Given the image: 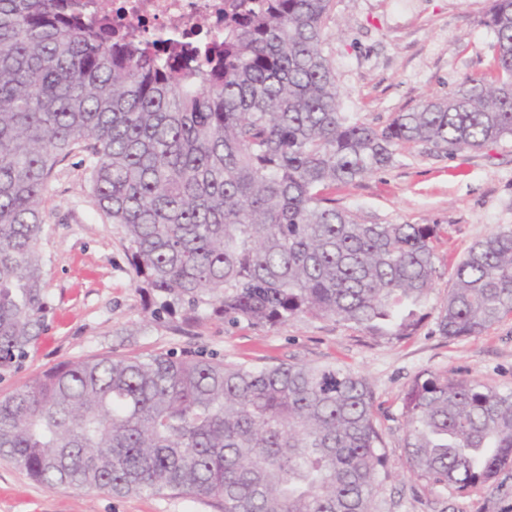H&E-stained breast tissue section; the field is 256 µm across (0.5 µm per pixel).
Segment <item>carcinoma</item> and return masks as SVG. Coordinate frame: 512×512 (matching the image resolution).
Here are the masks:
<instances>
[{"label":"carcinoma","instance_id":"carcinoma-1","mask_svg":"<svg viewBox=\"0 0 512 512\" xmlns=\"http://www.w3.org/2000/svg\"><path fill=\"white\" fill-rule=\"evenodd\" d=\"M333 0H224V26L183 64L176 38L112 29L98 0H0V372L51 310L43 204L83 147L99 210L136 279L230 325L331 318L376 336L418 327L441 224H364L325 188L422 145L453 154L512 136V0H491L488 73L382 128L342 112L325 53ZM448 337L512 316V228L456 265ZM406 461L465 492L512 467V391L437 373L403 398ZM383 439L361 376L174 353L67 362L0 399V456L50 487L214 498L224 512H373Z\"/></svg>","mask_w":512,"mask_h":512}]
</instances>
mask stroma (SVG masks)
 I'll return each instance as SVG.
<instances>
[{"label":"stroma","mask_w":512,"mask_h":512,"mask_svg":"<svg viewBox=\"0 0 512 512\" xmlns=\"http://www.w3.org/2000/svg\"><path fill=\"white\" fill-rule=\"evenodd\" d=\"M490 0H334L325 51L342 107L374 127L427 98L443 97L488 71L493 32ZM88 152L75 149L55 169L44 202L48 234L40 242L52 310L23 365L0 375V397L56 365L97 356L160 353L203 355L227 363L338 364L362 376L373 392L385 460L378 468L374 512H512V468L459 495L407 468L404 394L423 373L512 389V317L482 335L449 338L438 317L455 265L479 239L512 227V138L453 155L423 147L402 150L395 163L331 191L337 206L366 224H441L437 277L424 319L403 339L372 336L333 319L295 317L257 328L225 324L201 306L192 325L183 308L153 317L147 289L134 279L120 225L95 206ZM0 512H222L220 501L177 493L118 496L50 488L0 460Z\"/></svg>","instance_id":"1"}]
</instances>
